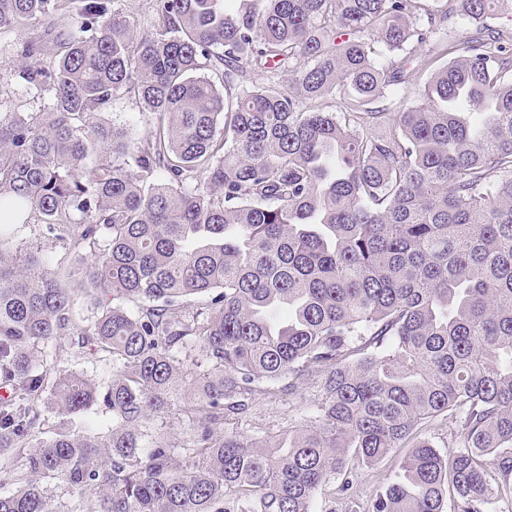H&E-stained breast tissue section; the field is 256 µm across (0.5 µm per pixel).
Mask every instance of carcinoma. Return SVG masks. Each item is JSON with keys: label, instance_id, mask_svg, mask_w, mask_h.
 Returning <instances> with one entry per match:
<instances>
[{"label": "carcinoma", "instance_id": "obj_1", "mask_svg": "<svg viewBox=\"0 0 512 512\" xmlns=\"http://www.w3.org/2000/svg\"><path fill=\"white\" fill-rule=\"evenodd\" d=\"M68 2L0 0V34L43 27L16 77L52 93L0 111V512H311L326 480L346 492L398 448L366 512H512L495 0H155L143 21L82 0L60 24ZM458 16L480 26L450 40ZM250 65L272 81L247 84ZM120 93L152 114L146 135L90 121ZM34 217L68 270L15 241ZM74 343L111 356V379L44 363ZM307 381L288 436L234 428L260 385ZM95 405L112 428H73ZM443 413L446 454L418 437Z\"/></svg>", "mask_w": 512, "mask_h": 512}]
</instances>
